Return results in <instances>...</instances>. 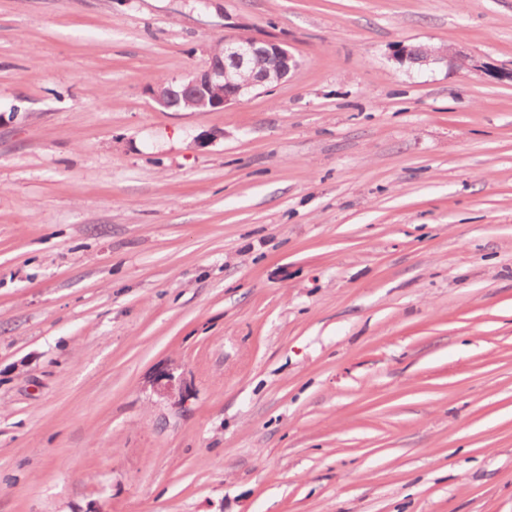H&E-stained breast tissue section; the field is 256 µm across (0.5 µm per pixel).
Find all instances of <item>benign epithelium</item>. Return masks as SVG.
<instances>
[{"instance_id": "benign-epithelium-1", "label": "benign epithelium", "mask_w": 512, "mask_h": 512, "mask_svg": "<svg viewBox=\"0 0 512 512\" xmlns=\"http://www.w3.org/2000/svg\"><path fill=\"white\" fill-rule=\"evenodd\" d=\"M293 66V56L277 41L226 35L221 50L210 53L208 66L187 75L180 85L203 111L223 110L258 88L280 83Z\"/></svg>"}]
</instances>
